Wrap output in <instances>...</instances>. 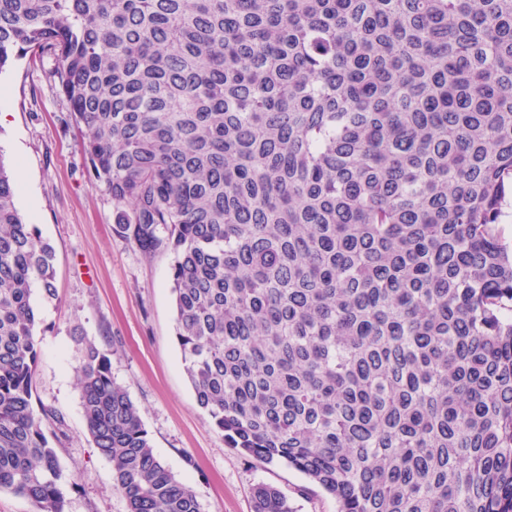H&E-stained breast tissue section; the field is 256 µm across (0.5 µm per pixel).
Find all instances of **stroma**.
I'll use <instances>...</instances> for the list:
<instances>
[{
  "label": "stroma",
  "instance_id": "35a3bbf8",
  "mask_svg": "<svg viewBox=\"0 0 512 512\" xmlns=\"http://www.w3.org/2000/svg\"><path fill=\"white\" fill-rule=\"evenodd\" d=\"M51 57H28L0 71L8 98L0 109V153L24 168L16 205L54 249L56 294L39 299L45 327L33 403L64 416L54 427L58 456L76 486L67 512H126L112 467L87 432L75 367L78 336L111 361L115 381L140 410L155 455L189 485L204 512H252L255 487L279 489L296 512H336L334 500L299 472L228 448L196 404L174 335L170 258L148 256L116 230L112 197L89 180L83 135L61 119L70 105Z\"/></svg>",
  "mask_w": 512,
  "mask_h": 512
}]
</instances>
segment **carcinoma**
<instances>
[{
	"instance_id": "carcinoma-1",
	"label": "carcinoma",
	"mask_w": 512,
	"mask_h": 512,
	"mask_svg": "<svg viewBox=\"0 0 512 512\" xmlns=\"http://www.w3.org/2000/svg\"><path fill=\"white\" fill-rule=\"evenodd\" d=\"M116 229L171 257L175 336L227 444L336 512H512V0H0ZM0 152V491L66 512L34 408L54 250ZM127 512H204L81 338ZM252 512H293L258 485Z\"/></svg>"
}]
</instances>
